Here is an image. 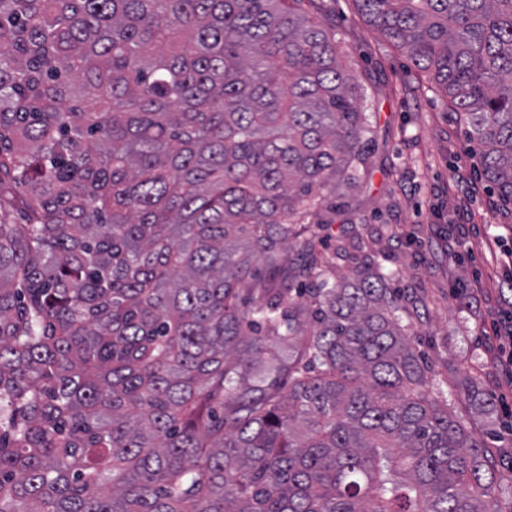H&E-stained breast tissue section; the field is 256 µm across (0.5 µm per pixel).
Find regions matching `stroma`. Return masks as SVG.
<instances>
[{
  "label": "stroma",
  "mask_w": 512,
  "mask_h": 512,
  "mask_svg": "<svg viewBox=\"0 0 512 512\" xmlns=\"http://www.w3.org/2000/svg\"><path fill=\"white\" fill-rule=\"evenodd\" d=\"M307 8L339 41L373 127L367 175L337 184L334 207L320 213L327 247L348 245L336 276L344 278L358 260L393 272L394 287L405 293L403 323L430 382L447 390L471 434L510 468L512 397L495 393L486 328L462 311L451 285L479 277L492 309L505 307L512 267L495 255L512 248V235L500 233L501 225H512V206L489 191L447 96L362 17L354 0H309ZM456 209L468 213L475 235L454 261L441 253L435 233Z\"/></svg>",
  "instance_id": "35a3bbf8"
}]
</instances>
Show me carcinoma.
Masks as SVG:
<instances>
[{
	"mask_svg": "<svg viewBox=\"0 0 512 512\" xmlns=\"http://www.w3.org/2000/svg\"><path fill=\"white\" fill-rule=\"evenodd\" d=\"M355 2L512 202V0ZM341 55L305 0H0V512H501L391 276L307 222L364 163Z\"/></svg>",
	"mask_w": 512,
	"mask_h": 512,
	"instance_id": "cac0c4a2",
	"label": "carcinoma"
}]
</instances>
